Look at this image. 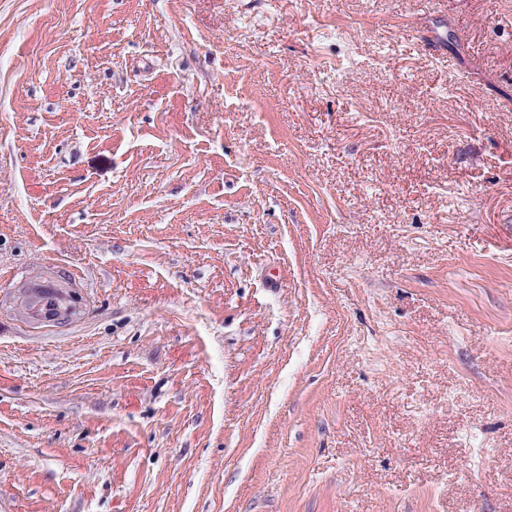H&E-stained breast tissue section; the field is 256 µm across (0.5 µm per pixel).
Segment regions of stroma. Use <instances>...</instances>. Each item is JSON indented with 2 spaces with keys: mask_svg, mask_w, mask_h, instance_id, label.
Segmentation results:
<instances>
[{
  "mask_svg": "<svg viewBox=\"0 0 512 512\" xmlns=\"http://www.w3.org/2000/svg\"><path fill=\"white\" fill-rule=\"evenodd\" d=\"M417 8L0 0V512H512V0ZM28 313L30 321L44 326H52L58 321V316L66 311H74L75 304L71 295L66 294L60 286L52 280H42L31 287ZM77 314V315H78ZM76 315V316H77Z\"/></svg>",
  "mask_w": 512,
  "mask_h": 512,
  "instance_id": "35a3bbf8",
  "label": "stroma"
}]
</instances>
